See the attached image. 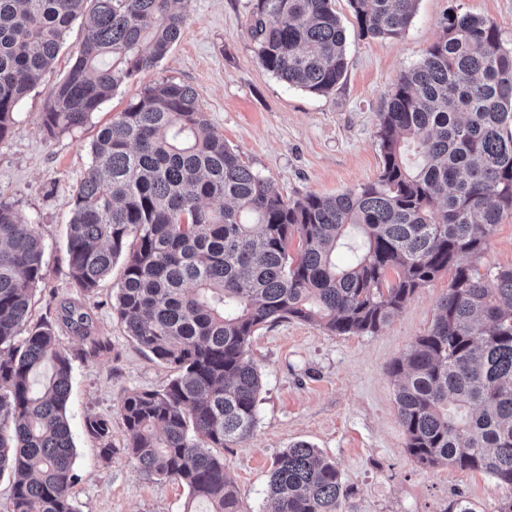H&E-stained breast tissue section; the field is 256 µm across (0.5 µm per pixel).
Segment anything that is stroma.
<instances>
[{
    "instance_id": "1",
    "label": "stroma",
    "mask_w": 512,
    "mask_h": 512,
    "mask_svg": "<svg viewBox=\"0 0 512 512\" xmlns=\"http://www.w3.org/2000/svg\"><path fill=\"white\" fill-rule=\"evenodd\" d=\"M187 16L181 38L154 68L122 85L86 126L45 138L39 127L50 88L72 64L81 36L73 23L66 44L41 82L21 101L13 131L0 140V198L35 224L44 244L47 276L34 288L31 323L54 322L61 346L80 342L58 324L64 304L91 315L111 354L75 360L69 421L76 445L78 512H184L185 487L147 479L124 455L99 458L84 431L89 415L112 419V443L125 429L117 408L134 390L158 389L172 370L127 336L114 309L121 266L92 294L73 288L66 253L70 201L90 160L98 129L143 89L172 80L191 86L214 130L241 160L269 179L281 196H335L373 181L382 167L377 146L380 111L401 70L418 63L439 36L448 9L484 18L512 48V0H419L397 39L350 36L347 72L335 90L316 95L285 83L258 63L250 32V0H180ZM451 272L419 288L403 311L378 332L336 336L305 322L268 324L251 338L249 354L263 387L251 438L224 449V468L241 492L245 512H267L275 457L296 442L335 461L353 486L349 512H444L463 500L473 512H498L502 490L489 476L453 465L424 466L405 448L391 363L408 353L433 324Z\"/></svg>"
}]
</instances>
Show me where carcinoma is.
Instances as JSON below:
<instances>
[{
	"instance_id": "obj_1",
	"label": "carcinoma",
	"mask_w": 512,
	"mask_h": 512,
	"mask_svg": "<svg viewBox=\"0 0 512 512\" xmlns=\"http://www.w3.org/2000/svg\"><path fill=\"white\" fill-rule=\"evenodd\" d=\"M261 67L328 95L347 71L335 0H251ZM177 0H0V140L55 61L72 22L84 34L50 89L44 136L84 127L118 88L155 67L186 26ZM360 39L400 37L417 0H348ZM377 178L333 197L286 201L211 127L195 90L150 85L101 128L71 198L72 284L96 291L123 263L115 310L126 332L173 369L161 389L125 395V442L112 418H85L109 462L188 490L184 512H244L213 452L250 438L260 372L249 345L265 324L297 320L342 336L375 333L440 272L453 271L429 331L390 373L407 452L492 477L512 512V269L480 272L493 228L512 212V49L497 27L449 9L442 33L404 70L378 112ZM363 237L347 266L336 253ZM299 238L292 256L288 245ZM43 241L0 200V476L8 512H77L67 403L73 361L109 350L90 316L64 308L76 352L53 324L29 326L46 278ZM353 494L335 462L307 443L280 452L268 512H344Z\"/></svg>"
}]
</instances>
